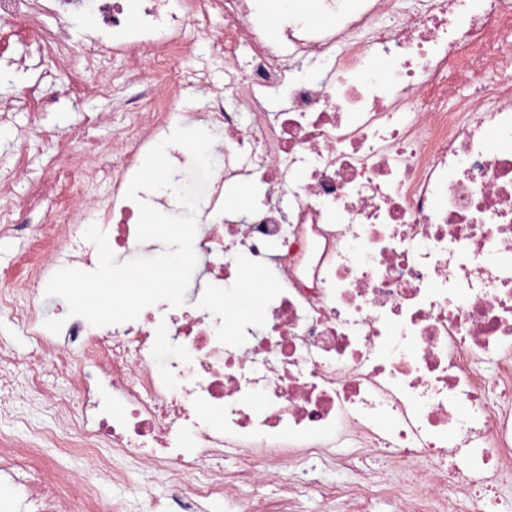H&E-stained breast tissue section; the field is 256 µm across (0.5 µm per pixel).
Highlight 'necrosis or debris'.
<instances>
[{
  "label": "necrosis or debris",
  "mask_w": 512,
  "mask_h": 512,
  "mask_svg": "<svg viewBox=\"0 0 512 512\" xmlns=\"http://www.w3.org/2000/svg\"><path fill=\"white\" fill-rule=\"evenodd\" d=\"M34 2L0 0V24L24 19L38 50L79 84L80 50ZM136 2L57 0L100 15L88 39L101 56L149 55L152 87L110 164L55 142L59 178L25 206L54 195L51 221L66 230L48 246L46 227L32 229L21 275L0 288V316L34 346L21 355L0 336V416L14 414L22 376L55 419L39 441L78 449L96 477L62 485L34 451L0 456L17 486L0 512H58L63 500L70 512H112L97 481H120L115 455L172 473L174 495L148 512L216 501L224 512H306L310 499L336 497L324 472L381 448L434 461L402 512H427L452 485L469 512H512L493 491L512 467V0H313L332 23L311 25L301 11L277 36L253 0H149L127 15ZM214 14L225 22L219 52H246L249 67L187 116L179 107L206 76L171 75L187 46L182 21L206 38ZM452 60L466 78L495 73L478 90L492 106L443 108ZM188 119L223 137L197 210L208 292L191 312L163 302L129 322L72 316L49 331L41 292L51 277L98 265L87 225L123 254L141 251L126 191ZM238 177L258 188L243 222L224 205V184ZM89 179L105 192L72 205L69 190ZM243 253L273 271L261 333L224 326V286L241 279ZM162 336L177 347L159 364ZM49 372L67 389L48 390Z\"/></svg>",
  "instance_id": "necrosis-or-debris-1"
}]
</instances>
